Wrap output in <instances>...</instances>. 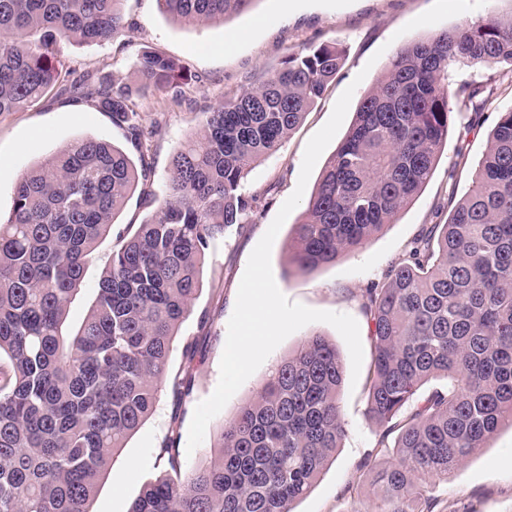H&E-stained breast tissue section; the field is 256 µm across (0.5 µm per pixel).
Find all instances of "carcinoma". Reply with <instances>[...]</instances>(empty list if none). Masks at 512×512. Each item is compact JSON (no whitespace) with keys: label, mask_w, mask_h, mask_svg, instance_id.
<instances>
[{"label":"carcinoma","mask_w":512,"mask_h":512,"mask_svg":"<svg viewBox=\"0 0 512 512\" xmlns=\"http://www.w3.org/2000/svg\"><path fill=\"white\" fill-rule=\"evenodd\" d=\"M123 0H0V113L50 89L112 114L141 147L134 97L176 87L183 66L148 49L139 84L97 81L56 59L61 41L108 42ZM173 18L223 21L255 0H159ZM344 59L307 47L206 113L172 158L154 216L117 236L89 311L65 328L86 263L151 168L97 138L68 144L18 178L0 214V512H91L100 480L171 385L192 391L197 343L169 377L178 328L202 290L209 251L255 214L268 192L246 195L250 168L275 153L322 96ZM457 64L512 66V15L464 22L399 48L360 99L290 243L298 273L331 264L395 223L431 179L453 100L476 86L448 84ZM374 356L366 415L380 428L358 470L376 512H441L436 485L512 419V109L499 115L468 192L445 224H427L406 256L365 291ZM433 379L446 385L424 392ZM343 367L314 334L271 369L224 421L213 453L183 467L175 437L168 473L128 512H294L345 434Z\"/></svg>","instance_id":"1"}]
</instances>
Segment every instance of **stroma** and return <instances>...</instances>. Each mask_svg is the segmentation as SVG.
Wrapping results in <instances>:
<instances>
[{
  "mask_svg": "<svg viewBox=\"0 0 512 512\" xmlns=\"http://www.w3.org/2000/svg\"><path fill=\"white\" fill-rule=\"evenodd\" d=\"M432 4L433 0H255L249 10L224 22L198 26L174 21L158 0H123L124 27L114 39L58 44V58L118 83L136 81L138 57L147 48L185 67L187 85L182 99H175L171 90L161 89L135 100L139 121L150 132L143 148L150 155L151 172L117 215L113 226L117 232L143 223L157 210L171 175V158L194 137L205 112L279 69L291 53L321 44H336L345 52L344 64L322 98L280 149L256 163L242 183L246 194L272 189L271 202L255 222L233 227L208 255L203 289L192 314L178 331L182 339L199 337L202 346L191 394L179 399L171 389L161 392L155 412L128 439L100 482L91 512H128L143 487L166 469L160 457L165 436L176 434L178 448H186L194 409L212 394L219 380L227 325L248 258L294 191L305 145L328 120L341 93L350 87L354 99H361L384 75L403 43L428 38L465 21L512 15V0H487L478 9L405 31V24ZM234 36L239 42L231 53L215 52V45ZM448 82L454 87L483 86L479 98L482 117L474 119L471 108L454 103L448 137L434 174L396 223L334 263L308 274H296L290 272L288 262L292 228L304 212L299 206L288 216L272 246V270L281 292L308 307L353 316L367 361L372 358V344L363 310L364 288L381 280L388 265L402 257L422 225L447 222L452 201L466 194L473 171L488 151L489 132L499 113L512 109L511 66L458 65L449 69ZM88 137L110 140L131 157L139 155L140 150L128 141L123 128L113 124L108 113L71 102L52 91L18 111L0 114V211L10 210L20 173L67 144ZM111 252V241H104L87 265L82 286L68 306L69 327H78L84 320ZM204 313L210 318L205 326L199 323ZM313 333L329 338L341 359L340 402L346 433L336 450L335 462L322 471L294 509L352 512L359 504L357 468L367 455L375 453L377 428L365 417L367 378L353 376L348 347L329 324L311 323L287 337L210 421L199 450L209 451L225 419L251 396L277 361ZM437 494L445 512H512V424L499 425L484 446L438 486Z\"/></svg>",
  "mask_w": 512,
  "mask_h": 512,
  "instance_id": "1",
  "label": "stroma"
}]
</instances>
